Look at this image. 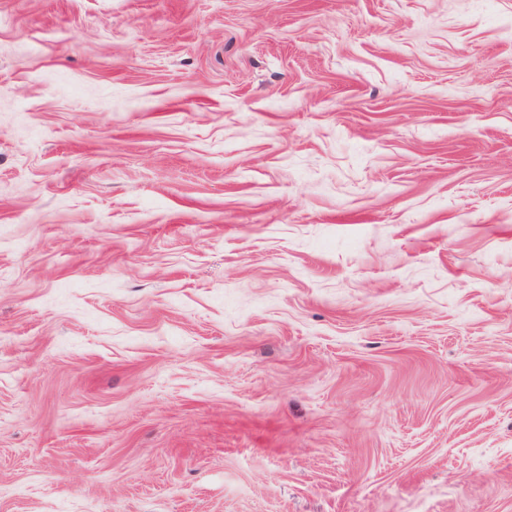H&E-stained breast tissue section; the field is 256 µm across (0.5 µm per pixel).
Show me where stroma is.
<instances>
[{
    "label": "stroma",
    "instance_id": "1",
    "mask_svg": "<svg viewBox=\"0 0 512 512\" xmlns=\"http://www.w3.org/2000/svg\"><path fill=\"white\" fill-rule=\"evenodd\" d=\"M0 512H512V0H0Z\"/></svg>",
    "mask_w": 512,
    "mask_h": 512
}]
</instances>
